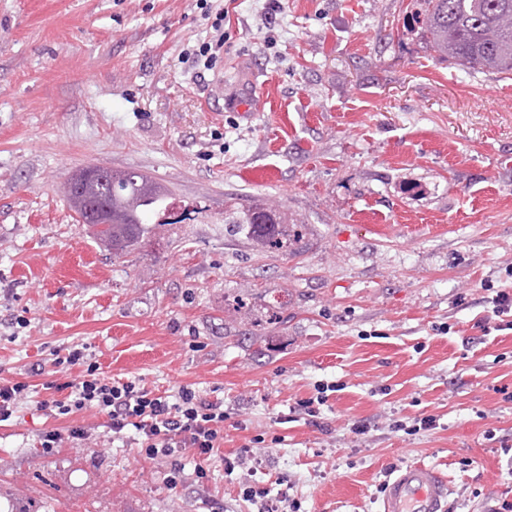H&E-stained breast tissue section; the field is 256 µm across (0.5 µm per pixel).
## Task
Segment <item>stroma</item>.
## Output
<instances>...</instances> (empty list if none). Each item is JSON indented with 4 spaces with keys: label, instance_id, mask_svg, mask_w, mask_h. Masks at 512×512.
Listing matches in <instances>:
<instances>
[{
    "label": "stroma",
    "instance_id": "35a3bbf8",
    "mask_svg": "<svg viewBox=\"0 0 512 512\" xmlns=\"http://www.w3.org/2000/svg\"><path fill=\"white\" fill-rule=\"evenodd\" d=\"M279 3L269 22L226 0L207 71L185 56L211 25L195 0H0V382L30 386L0 422V504L250 512L223 458L252 439L299 512H380L388 467L416 462L448 512L512 492V329L491 314L512 291V77L439 61L414 0ZM90 165L144 173L187 220L112 254L58 189ZM228 196L284 209L295 251L225 226ZM77 345L83 365L54 366ZM90 364L222 399L207 480L185 457L170 487L96 410L37 408ZM324 387L319 425L288 421ZM71 425L86 439L42 447Z\"/></svg>",
    "mask_w": 512,
    "mask_h": 512
}]
</instances>
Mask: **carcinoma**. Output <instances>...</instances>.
<instances>
[{
	"label": "carcinoma",
	"mask_w": 512,
	"mask_h": 512,
	"mask_svg": "<svg viewBox=\"0 0 512 512\" xmlns=\"http://www.w3.org/2000/svg\"><path fill=\"white\" fill-rule=\"evenodd\" d=\"M412 16L426 47L438 59L473 71L512 75V0H417ZM104 181L78 186L64 183V192L79 221L87 208L107 204L112 223L98 235L119 254L148 236L149 219L173 208L172 197L146 175L106 169ZM224 223L249 234L262 247L279 251L300 238L286 214L264 203L224 200Z\"/></svg>",
	"instance_id": "carcinoma-1"
}]
</instances>
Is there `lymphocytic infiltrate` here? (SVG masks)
Here are the masks:
<instances>
[{
  "label": "lymphocytic infiltrate",
  "instance_id": "f902f5d3",
  "mask_svg": "<svg viewBox=\"0 0 512 512\" xmlns=\"http://www.w3.org/2000/svg\"><path fill=\"white\" fill-rule=\"evenodd\" d=\"M37 407L54 418L96 409L107 417L113 437L132 438L140 456L170 460L166 481L173 488L185 479L181 457L191 456L196 478L206 479V465L224 442L223 401L207 399L189 386L157 395L135 383L110 382L90 372L67 400L44 399Z\"/></svg>",
  "mask_w": 512,
  "mask_h": 512
}]
</instances>
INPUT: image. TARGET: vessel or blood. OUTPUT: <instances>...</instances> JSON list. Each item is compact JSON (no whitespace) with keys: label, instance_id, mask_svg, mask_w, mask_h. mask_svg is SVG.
Listing matches in <instances>:
<instances>
[{"label":"vessel or blood","instance_id":"obj_1","mask_svg":"<svg viewBox=\"0 0 512 512\" xmlns=\"http://www.w3.org/2000/svg\"><path fill=\"white\" fill-rule=\"evenodd\" d=\"M447 497L441 472L424 464L408 465L388 479L382 512H446Z\"/></svg>","mask_w":512,"mask_h":512}]
</instances>
